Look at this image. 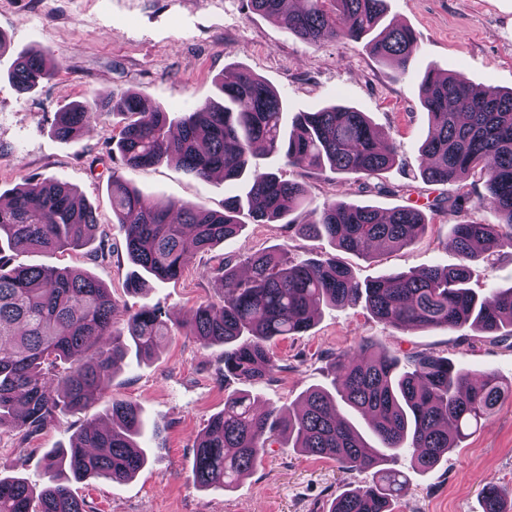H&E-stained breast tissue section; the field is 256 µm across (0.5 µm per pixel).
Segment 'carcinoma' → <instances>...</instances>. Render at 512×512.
Returning a JSON list of instances; mask_svg holds the SVG:
<instances>
[{"mask_svg": "<svg viewBox=\"0 0 512 512\" xmlns=\"http://www.w3.org/2000/svg\"><path fill=\"white\" fill-rule=\"evenodd\" d=\"M249 4L309 44L363 40L394 73L404 75L412 67L414 34L385 20L386 0H303L297 10L287 9L284 0ZM54 71L41 55L23 53L11 78L27 93ZM216 85L221 101L200 105L175 123L139 93L107 95L59 113L54 132L63 140L103 115L120 117L116 148L123 164L134 169L169 158L168 135L175 125L177 162L186 173L208 180L220 170L224 181L241 184L240 193L224 199V210L207 211L153 202L112 175V213L141 271L161 280L181 277L190 256L239 235L245 216L271 224L304 209L309 220L300 225L303 236L363 257L374 246L408 247L425 230V214L413 207L384 212L345 201L314 206L306 184L253 162L260 144L264 154L326 179H377L396 164V153L365 113L332 104L298 113L290 129L288 104L252 72L228 68ZM420 100L431 122L421 148V177L455 185L479 171L485 188L480 203L493 210L497 223L453 225L450 246L460 262L451 268L394 272L365 283L329 254L304 260L285 248L250 254L242 259L246 276L221 260L213 274L222 299L199 305L185 335L203 348L224 347V378L273 380L281 365L270 342L310 330L324 304L362 303L399 330L474 325L493 334L507 328L512 336V287L481 294L469 287L471 263L512 246V91L475 92L464 75L430 69L421 80ZM469 200L460 187L435 207L459 212ZM97 226L95 210L58 181L30 179L0 206V431L25 438L54 414L83 409L102 397L118 362L131 352L152 357L160 340L171 335L161 313L146 306L117 326L112 293L95 278L69 268L24 265L14 256L18 250L83 249L95 240ZM401 361L361 337L326 367L332 388L306 392L298 414L274 408L260 413L250 391L224 389V408L193 447V483L231 491L279 443L370 476L367 485L340 492L328 512H395L407 476L387 466L388 459L409 455L418 471L434 468L512 396V383L490 370L476 374L423 352L405 357L406 370ZM339 401L368 418L371 438L339 416ZM108 412L111 426L87 422L69 447L46 453L48 480L41 489L0 478V512H86L84 500L61 481L66 470L76 479L120 483L134 477L147 463V449L136 441L144 429L141 409L114 399ZM481 500L483 512H512V491L491 481Z\"/></svg>", "mask_w": 512, "mask_h": 512, "instance_id": "carcinoma-1", "label": "carcinoma"}]
</instances>
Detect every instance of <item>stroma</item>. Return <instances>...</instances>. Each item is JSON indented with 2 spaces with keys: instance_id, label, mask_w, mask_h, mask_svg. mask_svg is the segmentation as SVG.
Masks as SVG:
<instances>
[{
  "instance_id": "1",
  "label": "stroma",
  "mask_w": 512,
  "mask_h": 512,
  "mask_svg": "<svg viewBox=\"0 0 512 512\" xmlns=\"http://www.w3.org/2000/svg\"><path fill=\"white\" fill-rule=\"evenodd\" d=\"M388 16L416 38L414 64L404 75L390 74L360 42L306 43L276 21L251 12L247 0H0V33L7 40L0 52V148L5 151L0 194L29 177L67 184L96 211L111 250L104 261L87 247L26 252L19 254V262L88 273L110 289L116 320L147 304L175 325L191 321L201 303L218 301L220 290L211 278L217 258L236 260L278 247L300 258L330 251L327 240L298 235L297 225L308 219L299 210L287 225L246 224L214 254L190 257L180 279L150 277L142 292L127 293L125 282L135 267L123 232L112 222L113 175L153 201L173 200L204 210H222L225 198L237 194L239 186L196 179L172 159L149 168L125 167L110 154L119 131L112 117H100L77 137L62 141L52 132L56 114L94 96L135 92L176 118L217 99L215 77L235 65L272 86L287 101L289 114L342 104L364 112L394 143L398 160L380 177L389 188L385 194L364 189L352 175L334 183L274 157L264 161L282 178L305 183L319 204L335 200L341 183L346 202L384 210L410 206L425 213L429 226L413 245L378 248L366 258L343 254L358 280L457 264L447 245L453 224L462 218L491 224L495 216L475 204L460 215L436 209V202L455 189L426 183L419 174L420 147L431 127L419 86L426 70L436 67L463 74L477 88L512 89V0H388ZM28 48L41 51L57 69L34 91L22 94L8 74L17 53ZM470 285L479 292L512 286V247L474 264ZM363 336L393 354L433 353L512 381V338L474 326L456 332L401 331L361 305L325 306L307 333L272 342L282 369L274 381L251 385L259 407L298 405L310 388L327 385V359L353 348ZM222 352V347L204 349L178 334L164 338L150 359L128 356L115 367L104 398L80 412L52 416L27 439L0 433V477L45 482L46 451L69 445L86 421L104 416L114 397L142 409L151 427L143 439L149 461L122 484L94 478L71 483L88 512H328L341 489L366 481V474L342 472L336 462L275 447L233 492L196 488L190 478L195 439L223 409L225 388L238 386L224 379ZM393 466L410 477L397 512H482L483 483L492 480L512 488V397L434 469L413 471L406 457Z\"/></svg>"
}]
</instances>
